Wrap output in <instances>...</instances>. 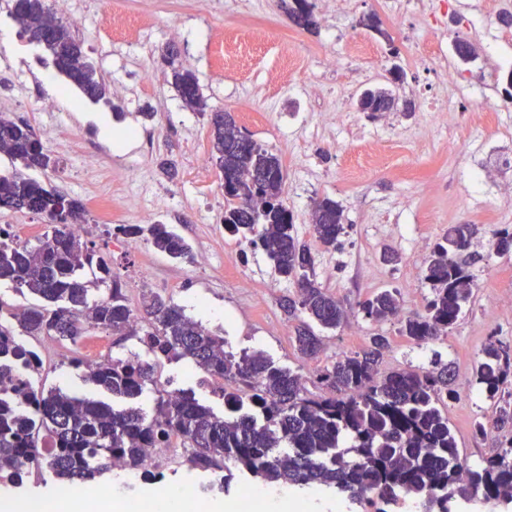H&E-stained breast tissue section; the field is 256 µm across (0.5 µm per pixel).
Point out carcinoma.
<instances>
[{
    "instance_id": "carcinoma-1",
    "label": "carcinoma",
    "mask_w": 512,
    "mask_h": 512,
    "mask_svg": "<svg viewBox=\"0 0 512 512\" xmlns=\"http://www.w3.org/2000/svg\"><path fill=\"white\" fill-rule=\"evenodd\" d=\"M296 2V23L315 27L307 0ZM11 14L22 25L21 34L41 46L71 85L95 103L109 102L108 86L81 41L43 0H14ZM171 84L185 107L204 111L193 72L171 69ZM359 108L377 112L397 103L377 93ZM210 125L211 160L224 173V230L262 247L279 277L295 285L297 299L288 300V313L299 311L323 330L340 327L347 311L315 279V256L299 239L283 201L281 160L256 141L242 139L228 112L213 113ZM0 153L27 170L56 166L30 126L2 113ZM0 208L40 215L51 225L35 248L0 240V280L44 301L7 319L0 305V376L29 369L15 388L0 389V483L20 485L31 470L43 468L63 487L93 481L117 462L142 463L175 434L190 448L187 461L197 471H222L230 460L243 475L290 487H324L353 504L370 505L373 512H394L392 507L411 497L426 501L425 512H459L464 504L480 512L489 502L512 509V404L501 406L494 422L508 438L479 468H469L441 410L458 395L450 362L437 356L429 369L383 374L379 361L388 340L377 333L362 351L340 356L321 375L331 395L310 397L300 373L276 366L260 351L237 356L224 350L223 339L158 297L147 305L152 321L134 328L119 276L72 230L87 223L82 200L14 170L0 173ZM311 221L316 240L327 250L340 245L348 228L342 207L329 197L313 201ZM113 231L142 237L173 259H192L189 243L165 224H117ZM476 234V225L458 224L434 244L424 266L432 291L424 312L402 314L394 291L385 289L360 303L364 316L376 323L400 319L403 335L419 345L447 333L477 287L472 267L479 257L471 251ZM493 250L499 257L512 253L511 227L494 233ZM107 282L108 295L93 298ZM90 328L137 336L158 361L187 359L231 380L224 415L181 390L162 391L148 417L133 407L117 409L34 381L43 369L34 365L36 351L17 337L75 344ZM295 342L304 356L313 357L323 338L306 324ZM86 369L88 379L114 397L138 396L155 382V364L137 356ZM511 376L512 355L489 342L475 368L481 391L494 399ZM43 436L54 444L44 456L36 451Z\"/></svg>"
}]
</instances>
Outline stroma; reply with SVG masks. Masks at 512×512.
<instances>
[{
  "mask_svg": "<svg viewBox=\"0 0 512 512\" xmlns=\"http://www.w3.org/2000/svg\"><path fill=\"white\" fill-rule=\"evenodd\" d=\"M315 28L295 24L294 0H72L68 22L90 61L104 77L109 103L73 94L48 93L46 79L65 82L48 54L21 37L20 28L0 0V113L34 130H64L58 141L43 145L56 159L55 168L31 171L46 187L70 196L111 187L113 195H135L137 212L125 223L172 225L203 253L206 264L176 262L152 246L127 251L112 236L111 225L89 213L84 241L103 256L121 280L129 307L143 315L152 297L182 307L224 341L228 351H262L275 365L300 372L309 395H327L320 376L339 354L361 350L375 333L386 336L381 372L429 367L434 356L452 360L458 399L448 403V424L460 455L471 466L496 453L500 438L477 435L474 425L491 407L476 385L473 371L489 341L512 346V316H488L487 299H512V259L492 257L494 232L512 225V203L501 192L512 177L496 158L512 155V132L494 124L489 113L472 110V99L488 95L498 109L512 114V96L500 79L512 64V26L484 32L476 18L512 6V0H428L427 13L395 14L379 0H309ZM119 12L131 20H156L136 40L115 39L106 23ZM375 16L387 38L364 26ZM220 30L231 48L228 66L216 69L208 33ZM461 36L476 50L462 64L452 40ZM447 58L465 90L456 93L447 111H431L444 87L436 65ZM400 65L404 82L400 100L413 111L395 109L385 117L359 111L361 90L382 85V77ZM196 74L207 109L183 107L168 83L171 67ZM285 70L282 82L269 84V69ZM53 97L56 109L37 111V102ZM231 113L238 127L282 161L287 178L284 200L299 235L312 244L310 211L314 200L329 197L343 208L348 224L340 248L314 246L317 281L349 312L347 323L324 334L317 357L303 358L297 328L306 317L289 315L286 303L295 296L292 283L281 279L263 251L241 258L239 243L223 236L224 176L215 165L199 170L196 158L210 151V115ZM351 113L353 125L339 127L331 116ZM112 130L100 135L101 124ZM455 224H474L473 267L477 286L459 322L447 336L419 346L401 333V324L366 319L359 305L384 289H396L402 310L423 311L431 288L409 246L422 239L432 247ZM397 254L394 262L385 253ZM101 346L112 358L144 354L135 336L89 330L79 344L59 341L57 355L46 367L47 385L94 399L110 395L86 378L73 360L81 348ZM155 384L192 392L196 399L223 413L224 384L189 361H164L155 369ZM155 384L146 385L132 404L153 415ZM107 482L128 496L166 485H194L206 490L199 506L188 512H210L219 502L235 512L240 480L224 484L221 472L199 473L188 463L158 466L153 476L127 477L112 471Z\"/></svg>",
  "mask_w": 512,
  "mask_h": 512,
  "instance_id": "35a3bbf8",
  "label": "stroma"
}]
</instances>
